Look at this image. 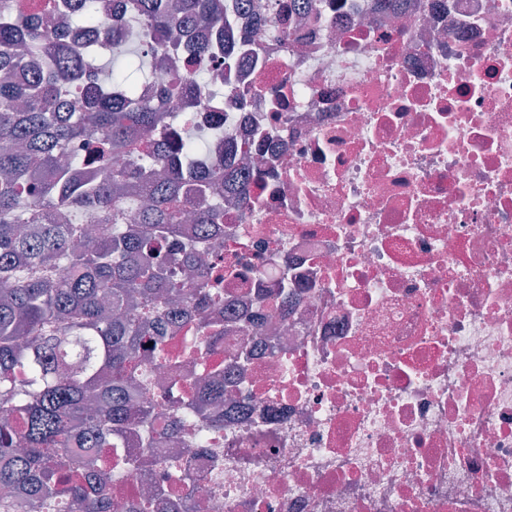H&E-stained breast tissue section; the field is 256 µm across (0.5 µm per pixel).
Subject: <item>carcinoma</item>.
<instances>
[{
  "label": "carcinoma",
  "instance_id": "1",
  "mask_svg": "<svg viewBox=\"0 0 512 512\" xmlns=\"http://www.w3.org/2000/svg\"><path fill=\"white\" fill-rule=\"evenodd\" d=\"M22 0H0V488L25 491L21 503L0 500V512H153L162 490L114 507L106 492L112 449L135 433L149 448L153 434L176 438L185 414L161 429L147 427L150 409L134 407L141 350L169 361V327L197 320L205 340L224 338V320L204 311L214 302L221 275L200 262L198 243H184L186 280L159 257L183 215L192 211L200 238L221 230L223 213L210 205L220 186L243 194L239 162L226 149L205 171L195 153L224 136V126L184 120L183 148L161 140L165 114L187 95L203 104L222 91L242 102L251 91L214 85L198 61L226 53L233 16L246 0H112L120 22L103 15V0H50L45 13L18 9ZM98 29L112 69L95 71L73 29ZM213 37L189 45L188 68L143 99L159 51L182 47L191 31ZM81 103L62 111L74 87ZM88 140L100 159L94 169L67 156L70 143ZM94 215V228L77 219ZM224 401V373L194 382L188 407ZM83 457L72 468L68 455Z\"/></svg>",
  "mask_w": 512,
  "mask_h": 512
}]
</instances>
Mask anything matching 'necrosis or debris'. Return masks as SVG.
I'll list each match as a JSON object with an SVG mask.
<instances>
[{
  "instance_id": "obj_1",
  "label": "necrosis or debris",
  "mask_w": 512,
  "mask_h": 512,
  "mask_svg": "<svg viewBox=\"0 0 512 512\" xmlns=\"http://www.w3.org/2000/svg\"><path fill=\"white\" fill-rule=\"evenodd\" d=\"M255 0L279 18L233 84L182 111L256 164L221 199L210 263L236 265L174 350L204 375L256 354L221 412L112 473L125 502L171 486L191 512H512V0ZM271 125L272 137L253 129ZM287 286L296 305L263 315ZM200 496L186 499V485Z\"/></svg>"
}]
</instances>
